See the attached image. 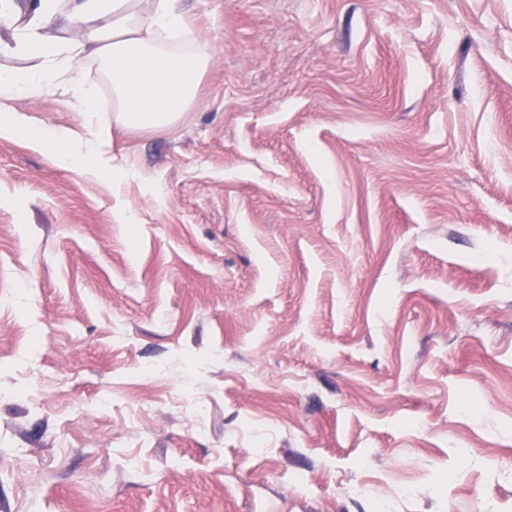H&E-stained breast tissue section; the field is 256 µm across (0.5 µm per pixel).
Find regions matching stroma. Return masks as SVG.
Masks as SVG:
<instances>
[{"label": "stroma", "instance_id": "obj_1", "mask_svg": "<svg viewBox=\"0 0 512 512\" xmlns=\"http://www.w3.org/2000/svg\"><path fill=\"white\" fill-rule=\"evenodd\" d=\"M167 129L102 63L0 138V512H512V0H187Z\"/></svg>", "mask_w": 512, "mask_h": 512}]
</instances>
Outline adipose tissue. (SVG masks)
I'll return each mask as SVG.
<instances>
[{
    "label": "adipose tissue",
    "mask_w": 512,
    "mask_h": 512,
    "mask_svg": "<svg viewBox=\"0 0 512 512\" xmlns=\"http://www.w3.org/2000/svg\"><path fill=\"white\" fill-rule=\"evenodd\" d=\"M184 0H38L33 20L19 26L16 0H0V51L35 59L25 72L0 70V137L31 133L52 157L74 165L95 160L94 172L111 180L112 166L103 159V136L81 137L65 130L33 129L27 117L7 111L19 96L40 97L68 85L81 111H93L95 91L80 81L77 62L99 58L118 100L116 124L127 128L173 124L195 99L203 54H179L164 44L165 36L187 28Z\"/></svg>",
    "instance_id": "1"
}]
</instances>
